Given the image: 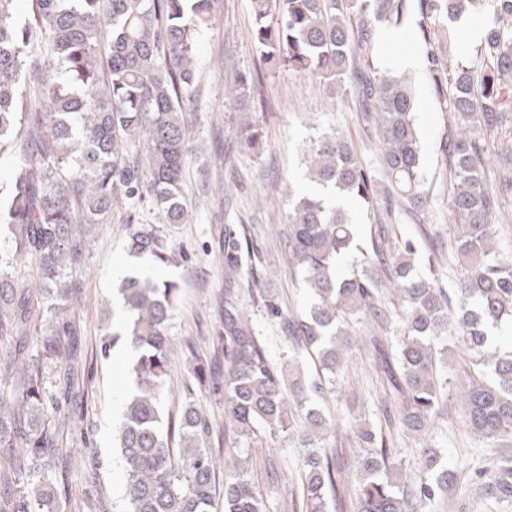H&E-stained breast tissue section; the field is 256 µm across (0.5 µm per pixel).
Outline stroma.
I'll use <instances>...</instances> for the list:
<instances>
[{"label":"stroma","mask_w":512,"mask_h":512,"mask_svg":"<svg viewBox=\"0 0 512 512\" xmlns=\"http://www.w3.org/2000/svg\"><path fill=\"white\" fill-rule=\"evenodd\" d=\"M253 20L250 0H223L212 28L196 38L197 108L191 112L192 153L184 177L185 202L192 214L186 224L163 223L149 202L135 208H119L108 224L97 226L86 250L80 293L74 302L80 332L77 343L88 358L90 380L81 412L86 435L101 461L110 496L121 492L118 454L112 446V427L121 415L127 389L123 375L126 354L114 349L109 358H92L99 338L111 330L119 315V296L114 288L119 273L137 271L142 261L127 250L128 214L139 222L160 225L176 260L167 266L150 264L149 273L180 287L178 308L171 323L175 345L170 376L163 399L164 409L178 414L185 400H193L215 419H223L224 408L208 385L190 376L193 359L185 342L199 351L212 348V338L223 327L224 270L218 254L224 247V227H248V247L262 260L256 276L261 287L273 291L283 310L303 307L307 290L288 269V193L307 189L304 150L319 133L335 129L353 143L357 155L370 171H377L376 138L358 119L349 97L312 74L281 67L268 69L251 38ZM223 57L224 69L214 72L212 61ZM247 76L250 97L238 102L225 95L227 80ZM415 123L421 132L425 210L419 219H391L384 211L369 215L357 205L349 210L362 240H370L377 229L389 239L410 237L419 244V272H426L430 251L442 252L439 285L453 293L459 271L451 258L453 228L448 222V174L445 143L449 117L435 95L425 70L414 71ZM255 130L253 143L240 135L242 120ZM356 339L348 351V369L336 380L332 394L323 402L326 416L339 428L336 444L353 447L350 428L362 418L387 437L397 456L411 472H419L420 451L441 449L454 476L446 499L420 507L419 512H512L511 503L477 498L471 481L502 455H512V438L492 441L473 435L465 426L463 406L455 392L444 397L442 415L423 437H410L398 422L390 403L386 382L375 369L372 339L386 340L367 321L353 326ZM253 475L269 512H277L292 487L287 481H272L271 470L294 472L295 451L279 439L264 440L249 451Z\"/></svg>","instance_id":"stroma-1"}]
</instances>
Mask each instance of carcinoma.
<instances>
[{"mask_svg": "<svg viewBox=\"0 0 512 512\" xmlns=\"http://www.w3.org/2000/svg\"><path fill=\"white\" fill-rule=\"evenodd\" d=\"M417 2L420 39L431 46L425 69L453 119L448 159V223L461 270L455 301L434 274L417 271L418 244H356L346 206L415 215L424 210L421 142L414 123L412 79L374 65L377 28H401ZM0 0V156L17 158L10 206L0 224L14 228V249L0 252V512H84L67 469L90 443L74 446L79 413L49 416L58 406L48 384L57 378L72 408L85 398L72 318L78 273L100 224L112 223L118 202L149 199L166 224H185L181 201L190 151L185 113L195 106L196 35L209 28L221 0ZM260 60L336 84L356 99L362 122L379 144L383 185L365 171L351 142L330 131L310 142L306 166L321 188L293 201L288 268L301 276L310 305L283 312L278 299L248 274L260 256L244 248L246 225H224V281H244L256 307L288 336V362H276L251 315L232 289L224 292V328L213 350L224 375L194 355L192 377L212 384L224 405V431L188 401L177 423L163 428L162 394L171 360L170 321L179 288L149 276H124L118 292L124 332L101 337L106 359L122 344L133 352L130 392L114 433L122 495L100 488L95 512H210L220 461L224 512H268L248 469L244 449L262 436L300 449L296 492L283 512H417L448 495L451 473L436 448L421 449L426 475L412 480L382 433L357 422L356 483L346 498L336 429L315 402L333 392L349 345L348 329L368 315L390 330L391 349L378 343L383 373L403 432L420 434L439 417L448 378L437 357L465 358L457 393L471 433L487 440L512 437V344H489L490 329L512 319V256L497 247L501 211L512 197V0H250ZM476 11L482 35L474 52L452 62L433 45L460 39L452 26ZM448 24H442V19ZM129 224L128 247L158 265L174 261L160 227ZM33 260L40 278L30 286L18 257ZM396 298L379 310V296ZM46 323L32 325L31 307ZM308 353L316 375L303 371ZM224 438L212 447L211 439ZM484 498L512 501V458L500 456L476 474Z\"/></svg>", "mask_w": 512, "mask_h": 512, "instance_id": "obj_1", "label": "carcinoma"}]
</instances>
